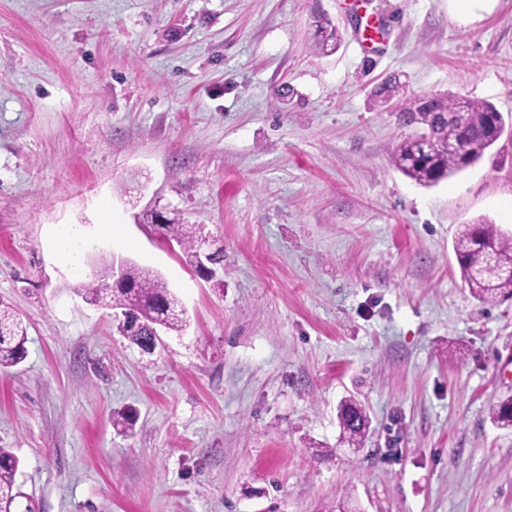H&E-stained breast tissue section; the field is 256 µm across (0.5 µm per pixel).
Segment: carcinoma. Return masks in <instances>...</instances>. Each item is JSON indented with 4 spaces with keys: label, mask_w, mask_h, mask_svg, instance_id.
Wrapping results in <instances>:
<instances>
[{
    "label": "carcinoma",
    "mask_w": 512,
    "mask_h": 512,
    "mask_svg": "<svg viewBox=\"0 0 512 512\" xmlns=\"http://www.w3.org/2000/svg\"><path fill=\"white\" fill-rule=\"evenodd\" d=\"M315 49L332 52L338 35L330 21L318 20ZM404 111L428 128L424 134L427 148L418 138L401 142L392 156L393 165L404 175L424 186H432L466 169L494 145L493 122L503 120L497 108L482 100L454 96L445 100L423 96L410 98ZM159 227L165 235L182 246L186 261L195 265L200 238L193 224H177L163 219ZM455 255L461 278L473 297L492 302L503 294L512 296V236L501 233L496 225L464 224L455 239ZM122 287H112V269L106 268L99 278L82 288L88 302L124 312L122 334L146 351L157 340V328L180 332L187 326L184 310L167 283L154 272L136 264L123 268ZM26 327L16 312L0 302V369L24 361ZM343 433L348 442H359L366 427V414L355 403L339 409ZM491 421L501 428H512V399L493 406ZM17 459L0 448V512H11L16 499Z\"/></svg>",
    "instance_id": "carcinoma-1"
}]
</instances>
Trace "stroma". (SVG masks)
<instances>
[{
    "instance_id": "1",
    "label": "stroma",
    "mask_w": 512,
    "mask_h": 512,
    "mask_svg": "<svg viewBox=\"0 0 512 512\" xmlns=\"http://www.w3.org/2000/svg\"><path fill=\"white\" fill-rule=\"evenodd\" d=\"M417 95L512 115V0L466 24L449 0H0L12 512H512V429L489 420L512 298L476 300L453 250L466 223L512 234V138L418 185L391 162ZM156 212L210 237L214 277ZM121 261L186 312L150 355L81 294ZM317 23L315 49L322 53L334 51L338 40L336 28L328 20L319 19ZM26 327L16 312L0 302V369L13 367L24 361ZM339 413L343 433L348 442L352 444L358 443L366 427L367 420L365 412L356 403L347 402L341 405ZM353 417H355V419H353Z\"/></svg>"
}]
</instances>
